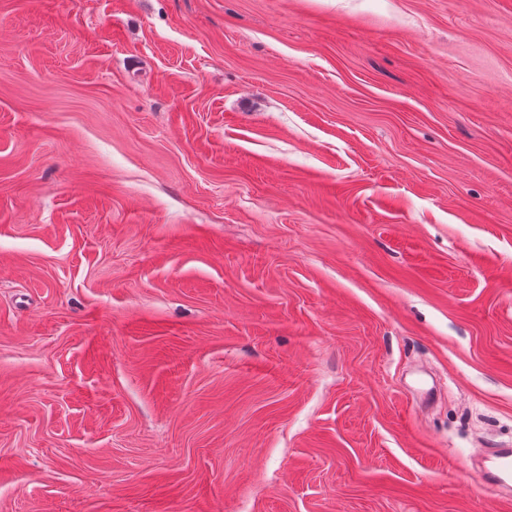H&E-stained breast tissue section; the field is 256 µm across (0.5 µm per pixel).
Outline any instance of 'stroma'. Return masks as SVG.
Instances as JSON below:
<instances>
[{
    "instance_id": "35a3bbf8",
    "label": "stroma",
    "mask_w": 512,
    "mask_h": 512,
    "mask_svg": "<svg viewBox=\"0 0 512 512\" xmlns=\"http://www.w3.org/2000/svg\"><path fill=\"white\" fill-rule=\"evenodd\" d=\"M512 0H0V512H503ZM485 465L479 474L482 483L500 490L512 487V448H488L484 454Z\"/></svg>"
}]
</instances>
